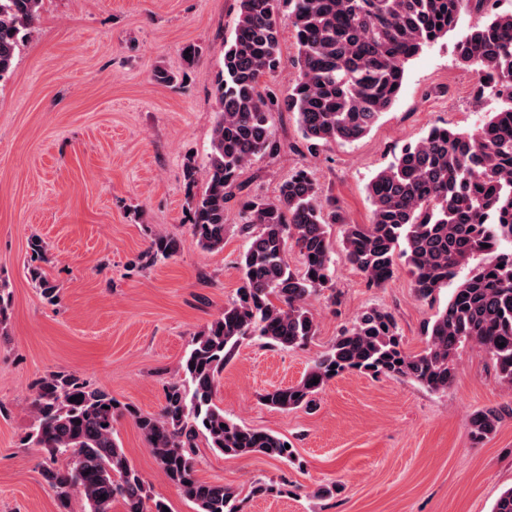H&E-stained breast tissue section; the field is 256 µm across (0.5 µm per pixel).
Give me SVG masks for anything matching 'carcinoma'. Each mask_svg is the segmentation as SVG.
<instances>
[{"label": "carcinoma", "mask_w": 512, "mask_h": 512, "mask_svg": "<svg viewBox=\"0 0 512 512\" xmlns=\"http://www.w3.org/2000/svg\"><path fill=\"white\" fill-rule=\"evenodd\" d=\"M238 19L224 44V67L215 81L217 121L205 186L195 191L199 169L185 167L192 235L208 250L224 248L226 205L242 171L262 155L279 151L273 114L296 115L307 148L367 135L396 100L405 63L455 30L464 7L485 14L456 44L462 63L473 68L480 91L502 107L473 133L432 127L368 183L373 210L368 224L345 225L343 248L370 288H381L403 261L422 300H431L458 270L484 256L455 289L434 320L424 324L425 347L403 349L392 312L371 308L314 359L301 380L274 389L264 400L284 409L310 408L333 378L346 372L410 379L439 391L457 376L456 354L474 345L490 357L498 377L512 385V13L485 12L486 0H238ZM288 4L300 70L283 97L266 84L283 63L277 13ZM41 0H0V78L12 69L25 31L38 18ZM247 239L239 267L242 284L222 316L193 341L182 374L168 383L157 413L118 403L81 377L53 372L35 385V413L27 445L50 456L41 467L60 512L72 498L84 512H165L147 494L146 481L118 442L115 425L130 416L168 482L195 512H243V500L222 483L199 479L198 440L229 457L261 453L292 460L287 441L241 425L215 400L216 382L239 344L257 337L278 347H298L316 332L311 298L333 288V250L327 227L337 221L336 203L325 200L305 169L296 170L277 197L243 202ZM303 258L297 274L288 247ZM181 241L155 236L145 263L168 259ZM29 276L50 304L59 288L41 266ZM319 382H313V379ZM78 400L72 402L70 398ZM512 418V404L470 416L473 439L495 434Z\"/></svg>", "instance_id": "1"}]
</instances>
